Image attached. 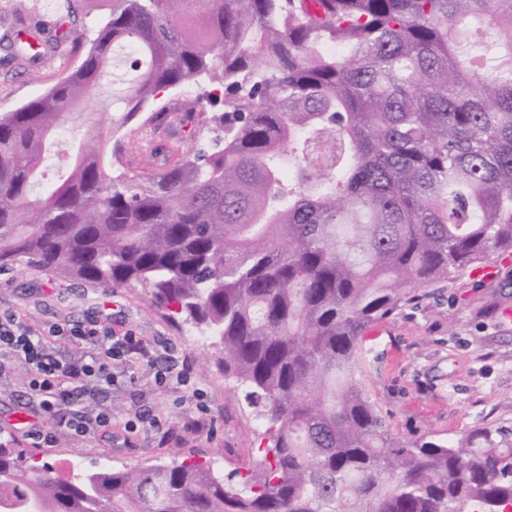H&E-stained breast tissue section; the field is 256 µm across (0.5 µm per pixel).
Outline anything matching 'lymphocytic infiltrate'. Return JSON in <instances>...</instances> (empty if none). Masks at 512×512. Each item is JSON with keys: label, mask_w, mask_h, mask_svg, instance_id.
Returning a JSON list of instances; mask_svg holds the SVG:
<instances>
[{"label": "lymphocytic infiltrate", "mask_w": 512, "mask_h": 512, "mask_svg": "<svg viewBox=\"0 0 512 512\" xmlns=\"http://www.w3.org/2000/svg\"><path fill=\"white\" fill-rule=\"evenodd\" d=\"M59 343L80 349V356L59 358L54 351ZM0 357L25 368L27 386L40 399L43 419L26 433L35 448L54 447L62 427L82 440L111 430V414L88 415L84 403L93 388L115 384L116 363L145 360L160 385L173 377L187 380L191 370L186 363L179 372H172L168 357H152L143 339L130 329L118 332L108 325L82 321L34 325L11 311L0 313Z\"/></svg>", "instance_id": "f902f5d3"}]
</instances>
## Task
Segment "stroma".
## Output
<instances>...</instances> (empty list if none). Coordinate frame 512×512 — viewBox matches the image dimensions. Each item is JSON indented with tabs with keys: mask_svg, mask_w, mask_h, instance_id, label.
Wrapping results in <instances>:
<instances>
[{
	"mask_svg": "<svg viewBox=\"0 0 512 512\" xmlns=\"http://www.w3.org/2000/svg\"><path fill=\"white\" fill-rule=\"evenodd\" d=\"M62 0H0V113L11 112L43 94L83 58L82 50L63 46L55 56L30 62L11 56L8 39L25 32L37 45L58 35ZM176 89L165 94L157 121L139 119L123 131L122 164L141 175L171 166L194 142L191 113L209 109L201 88L192 102ZM482 278L464 271L456 278L421 289L418 299H403L367 332L360 381L365 392L401 439H448L469 430L512 425V262L488 260ZM16 312L35 324L100 319L134 329L153 355L173 345L192 367L188 384L160 389L145 365L125 368L112 390L94 392L92 411L111 412L120 424L139 413L161 416L168 427L181 428L194 417L196 402L209 409L203 432L185 434L183 442H165L163 432L139 426L133 446L123 432L85 443L59 429L53 448L35 449L38 461L56 475L72 474L73 460L84 466L107 463L116 468L167 464L172 461H217L224 471L247 468L266 441L260 418L245 389L224 367L218 346L201 344L199 329L157 307L136 284L98 287L61 280L48 270L27 265L0 274V311ZM36 404L24 370L0 372V430L13 433L24 449L26 423L36 421Z\"/></svg>",
	"mask_w": 512,
	"mask_h": 512,
	"instance_id": "obj_1",
	"label": "stroma"
}]
</instances>
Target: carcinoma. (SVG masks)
Returning a JSON list of instances; mask_svg holds the SVG:
<instances>
[{
  "instance_id": "1",
  "label": "carcinoma",
  "mask_w": 512,
  "mask_h": 512,
  "mask_svg": "<svg viewBox=\"0 0 512 512\" xmlns=\"http://www.w3.org/2000/svg\"><path fill=\"white\" fill-rule=\"evenodd\" d=\"M198 3L102 0L80 66L0 113V271L146 288L221 346L268 445L67 479L0 445V512H512V427L404 442L358 378L399 299L512 253V0ZM117 45L143 67L63 144ZM202 84L198 144L121 171L116 134Z\"/></svg>"
}]
</instances>
